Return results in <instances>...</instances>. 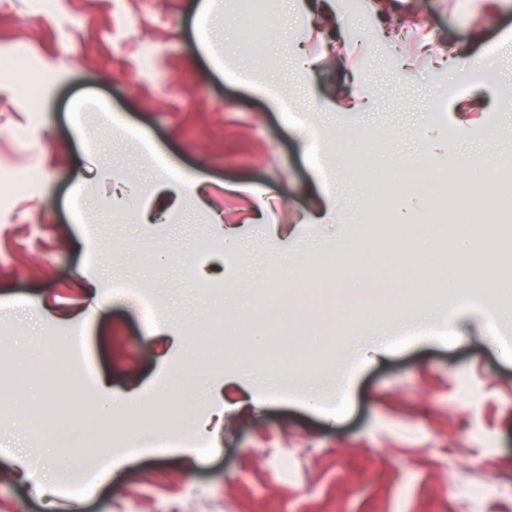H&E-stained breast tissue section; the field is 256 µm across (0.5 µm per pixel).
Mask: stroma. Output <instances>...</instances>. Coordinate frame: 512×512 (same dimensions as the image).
<instances>
[{
    "label": "stroma",
    "mask_w": 512,
    "mask_h": 512,
    "mask_svg": "<svg viewBox=\"0 0 512 512\" xmlns=\"http://www.w3.org/2000/svg\"><path fill=\"white\" fill-rule=\"evenodd\" d=\"M224 2L220 29L207 32L219 58L287 89V108L225 79L199 52L197 0H60L51 13L38 0H0V324L11 330L0 369L12 374L0 398L23 406L0 419V512H308L320 503L512 512V364L478 341L491 326L512 344V302L495 292L471 294L448 319L444 274L434 270L432 311L361 319L311 376L278 389L239 359L200 363L191 338L225 290L242 298L283 287V237L303 254L299 273L312 276L321 255L359 235L364 192L337 145L512 199V180L466 164L495 149L512 156V0H404L397 10L329 0L311 34L305 0H273L254 26L274 68L243 46L242 12ZM296 42L315 62L309 96L287 50ZM462 57L496 68L498 84L449 93ZM107 165L138 206L120 224L108 220L119 205L112 188L98 182ZM186 177L203 181L201 198L184 195ZM328 186L330 223H306L326 207ZM216 211L223 223H213ZM228 226L241 240L234 253L224 250ZM36 264L52 277L33 275ZM117 281L151 293L155 311L114 292ZM77 322L78 370L138 400L172 392L141 448L115 458L116 476L79 493L78 474L62 469L43 435L20 428L56 400L26 371L44 358L37 338H63ZM380 335L391 343L385 357L352 354L356 338ZM346 375L343 403L336 382ZM209 379L235 406L199 448L189 424L215 412ZM313 389L319 413L304 406ZM253 393L264 407L248 406ZM51 429L91 460L112 420L61 418Z\"/></svg>",
    "instance_id": "1"
}]
</instances>
